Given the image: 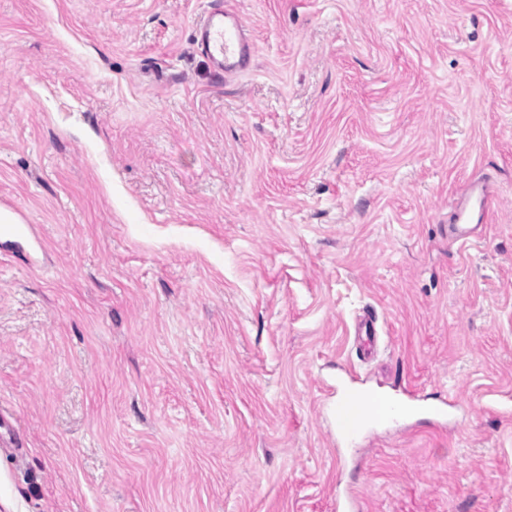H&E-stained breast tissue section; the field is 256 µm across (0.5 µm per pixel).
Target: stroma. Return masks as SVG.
<instances>
[{
    "instance_id": "obj_1",
    "label": "stroma",
    "mask_w": 512,
    "mask_h": 512,
    "mask_svg": "<svg viewBox=\"0 0 512 512\" xmlns=\"http://www.w3.org/2000/svg\"><path fill=\"white\" fill-rule=\"evenodd\" d=\"M217 2L0 0V512H512V0H231L232 78ZM196 40L202 51L224 74H236L246 69L253 56V43L236 12L224 4L213 11L201 24ZM491 194L488 186L480 181L473 182L467 192L457 202L451 228L453 238L467 241L479 224H468L476 219L478 223L485 221L491 205ZM335 415L340 438L355 442L373 424L396 422L401 413L413 416L419 408L411 402L387 396L372 402L368 390L342 384L336 388ZM403 418V419H404Z\"/></svg>"
}]
</instances>
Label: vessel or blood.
Wrapping results in <instances>:
<instances>
[{
    "instance_id": "vessel-or-blood-1",
    "label": "vessel or blood",
    "mask_w": 512,
    "mask_h": 512,
    "mask_svg": "<svg viewBox=\"0 0 512 512\" xmlns=\"http://www.w3.org/2000/svg\"><path fill=\"white\" fill-rule=\"evenodd\" d=\"M196 40L203 52L219 69L231 75L246 69L253 56V43L246 28L232 8L213 11L201 24ZM485 183L476 181L459 199L451 224L455 240L467 241L474 225L484 222L491 205ZM416 405L393 396L373 403L368 390L341 385L336 389L335 415L340 438L353 442L377 423L394 422L399 414L414 415Z\"/></svg>"
}]
</instances>
